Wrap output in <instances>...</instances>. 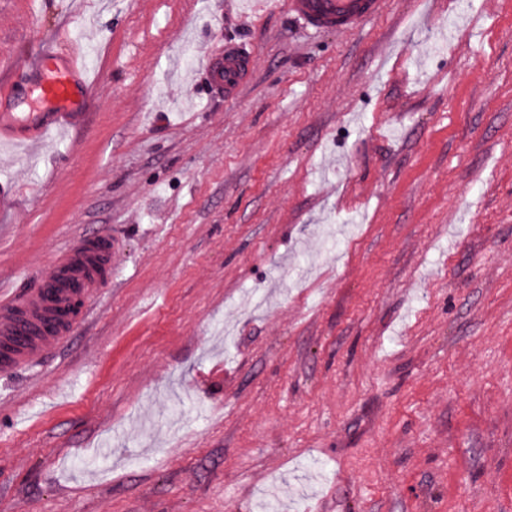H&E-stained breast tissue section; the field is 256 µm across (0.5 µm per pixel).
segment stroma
<instances>
[{
  "label": "stroma",
  "instance_id": "1",
  "mask_svg": "<svg viewBox=\"0 0 512 512\" xmlns=\"http://www.w3.org/2000/svg\"><path fill=\"white\" fill-rule=\"evenodd\" d=\"M243 3L0 0V55L64 29L109 91L0 153V286L117 244L0 374V512H512V7ZM234 44L227 100L202 54ZM387 0H283L288 14L316 32L346 30L355 32L369 18L384 10ZM253 55L240 46H226L224 58L208 57L204 63L206 80L213 94L224 95V99H235L253 69Z\"/></svg>",
  "mask_w": 512,
  "mask_h": 512
}]
</instances>
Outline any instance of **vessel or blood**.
Wrapping results in <instances>:
<instances>
[{
  "instance_id": "obj_1",
  "label": "vessel or blood",
  "mask_w": 512,
  "mask_h": 512,
  "mask_svg": "<svg viewBox=\"0 0 512 512\" xmlns=\"http://www.w3.org/2000/svg\"><path fill=\"white\" fill-rule=\"evenodd\" d=\"M288 14L314 31H357L384 10L386 0H282ZM206 80L213 94L237 98L253 69L252 53L225 47L207 58ZM100 81L90 80L76 57L39 50L20 77L0 83V149L34 152L52 133L85 129L89 109L101 98ZM96 252L73 247L39 276V285L0 296V370L25 368L71 335L77 318H89L97 288L95 264L112 260L110 241L99 238Z\"/></svg>"
}]
</instances>
